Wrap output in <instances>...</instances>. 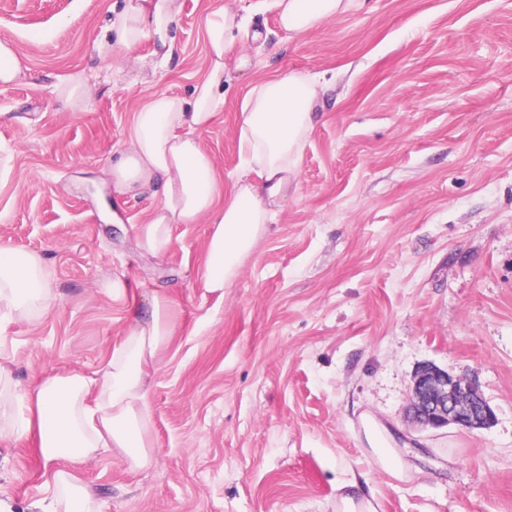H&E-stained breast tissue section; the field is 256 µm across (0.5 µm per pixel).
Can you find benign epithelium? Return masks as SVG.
<instances>
[{"label":"benign epithelium","mask_w":512,"mask_h":512,"mask_svg":"<svg viewBox=\"0 0 512 512\" xmlns=\"http://www.w3.org/2000/svg\"><path fill=\"white\" fill-rule=\"evenodd\" d=\"M411 417L423 428L458 425L469 430L485 429L494 422V412L478 389L436 366L418 369L413 381Z\"/></svg>","instance_id":"obj_1"}]
</instances>
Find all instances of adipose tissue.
<instances>
[{
  "mask_svg": "<svg viewBox=\"0 0 512 512\" xmlns=\"http://www.w3.org/2000/svg\"><path fill=\"white\" fill-rule=\"evenodd\" d=\"M175 2L125 0L110 20L116 45L129 51L148 38L156 48L171 50ZM273 2L280 27L298 37L344 15L356 0ZM246 32L244 18L231 5L209 13L207 77L187 99L154 94L135 115L128 149L111 165L115 191L159 190V203L136 227L146 251L166 253L174 225L207 220L211 235L202 279L213 292L232 284L273 221V208L298 174L303 146L328 89L297 71L274 73L253 86L239 125L244 168L241 174L223 176L199 133L224 110L226 57L235 38ZM49 283L42 254L0 246V321L50 313L55 297ZM172 306L170 295L154 293L147 313L135 317L99 378L58 374L33 390L0 395V440L35 436L45 461L71 465L116 448L130 468H147L152 441L146 380L173 334ZM47 483L54 503L64 504L67 512H99L72 470H54Z\"/></svg>",
  "mask_w": 512,
  "mask_h": 512,
  "instance_id": "ef3b65f1",
  "label": "adipose tissue"
}]
</instances>
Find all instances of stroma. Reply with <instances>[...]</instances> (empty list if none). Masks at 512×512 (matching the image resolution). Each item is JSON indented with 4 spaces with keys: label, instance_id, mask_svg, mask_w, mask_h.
<instances>
[{
    "label": "stroma",
    "instance_id": "stroma-1",
    "mask_svg": "<svg viewBox=\"0 0 512 512\" xmlns=\"http://www.w3.org/2000/svg\"><path fill=\"white\" fill-rule=\"evenodd\" d=\"M124 0H0V39L27 63L0 85V246L43 255L55 312L0 324L17 390L95 376L153 293L175 333L148 379L151 464L117 452L81 478L100 512H336L355 482L376 512H512V0H361L301 37L273 0H234L250 37L200 140L241 171L242 102L272 72L330 84L296 187L238 278L203 286L210 226L177 224L162 256L136 245L153 190L116 194L109 167L154 94L209 71L207 14L179 0L169 57L142 40L99 51ZM89 79L70 110L54 89ZM475 382L487 429L422 430L413 376ZM30 442L0 441V512L51 508Z\"/></svg>",
    "mask_w": 512,
    "mask_h": 512
}]
</instances>
